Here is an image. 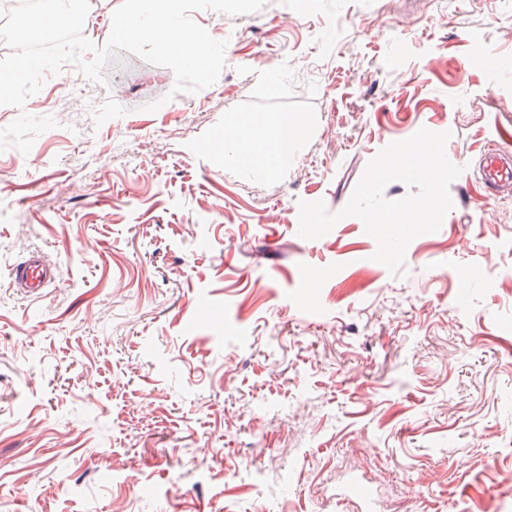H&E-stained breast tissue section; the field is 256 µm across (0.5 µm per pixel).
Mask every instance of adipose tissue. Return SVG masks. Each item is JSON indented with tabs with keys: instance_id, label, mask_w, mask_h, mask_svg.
I'll return each instance as SVG.
<instances>
[{
	"instance_id": "1",
	"label": "adipose tissue",
	"mask_w": 512,
	"mask_h": 512,
	"mask_svg": "<svg viewBox=\"0 0 512 512\" xmlns=\"http://www.w3.org/2000/svg\"><path fill=\"white\" fill-rule=\"evenodd\" d=\"M294 123V118L275 113L225 127L224 156L234 162L250 163L262 173L272 170L274 164H287L293 150L290 133Z\"/></svg>"
}]
</instances>
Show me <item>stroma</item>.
Instances as JSON below:
<instances>
[{"label":"stroma","mask_w":512,"mask_h":512,"mask_svg":"<svg viewBox=\"0 0 512 512\" xmlns=\"http://www.w3.org/2000/svg\"><path fill=\"white\" fill-rule=\"evenodd\" d=\"M193 18L214 85L127 52L49 74L24 110L57 127L0 151V512H356L353 473L377 512H512V194L474 207L465 176L512 142V0ZM276 112L304 122L280 172L198 154ZM428 125L463 173L403 276L359 218L299 236L300 201L339 212ZM38 249L57 281L17 293Z\"/></svg>","instance_id":"1"}]
</instances>
